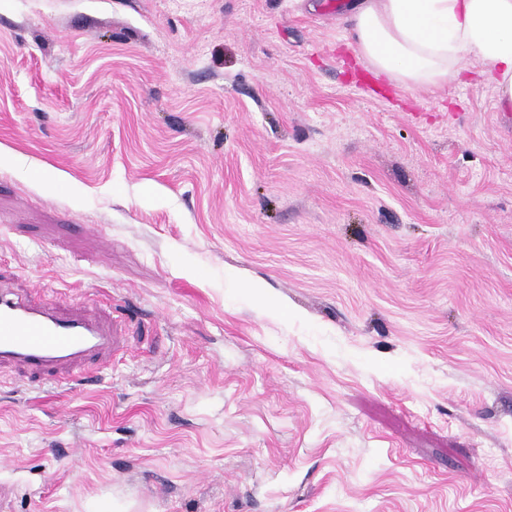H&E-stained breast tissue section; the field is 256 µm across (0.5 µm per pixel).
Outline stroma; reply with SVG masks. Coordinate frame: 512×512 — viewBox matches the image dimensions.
<instances>
[{"instance_id":"35a3bbf8","label":"stroma","mask_w":512,"mask_h":512,"mask_svg":"<svg viewBox=\"0 0 512 512\" xmlns=\"http://www.w3.org/2000/svg\"><path fill=\"white\" fill-rule=\"evenodd\" d=\"M348 0H0V277L105 303L0 366V512H512V119ZM0 364L21 365L52 381L82 385L88 358L107 362L119 344L112 328L88 310L63 312L42 297L19 296L0 280Z\"/></svg>"}]
</instances>
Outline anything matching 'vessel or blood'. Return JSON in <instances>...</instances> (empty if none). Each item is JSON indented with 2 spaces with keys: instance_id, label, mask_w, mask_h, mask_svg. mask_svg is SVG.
I'll return each instance as SVG.
<instances>
[{
  "instance_id": "obj_1",
  "label": "vessel or blood",
  "mask_w": 512,
  "mask_h": 512,
  "mask_svg": "<svg viewBox=\"0 0 512 512\" xmlns=\"http://www.w3.org/2000/svg\"><path fill=\"white\" fill-rule=\"evenodd\" d=\"M119 339L86 312H64L49 301L0 289V364L12 363L46 381L89 383L86 359L111 360Z\"/></svg>"
}]
</instances>
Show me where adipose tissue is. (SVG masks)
Here are the masks:
<instances>
[{
  "label": "adipose tissue",
  "instance_id": "ef3b65f1",
  "mask_svg": "<svg viewBox=\"0 0 512 512\" xmlns=\"http://www.w3.org/2000/svg\"><path fill=\"white\" fill-rule=\"evenodd\" d=\"M360 57L409 88H433L480 62L501 111L512 112V0H354L348 12Z\"/></svg>",
  "mask_w": 512,
  "mask_h": 512
}]
</instances>
